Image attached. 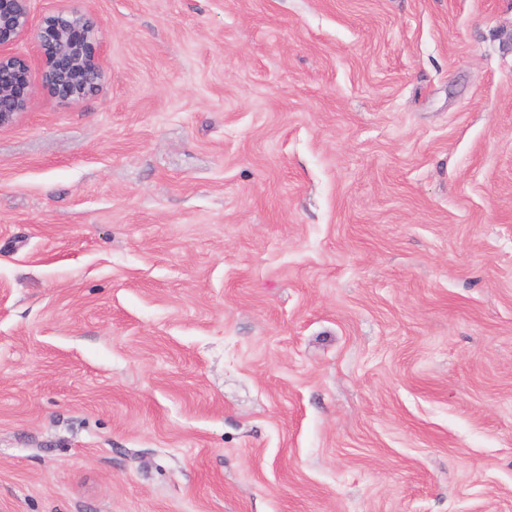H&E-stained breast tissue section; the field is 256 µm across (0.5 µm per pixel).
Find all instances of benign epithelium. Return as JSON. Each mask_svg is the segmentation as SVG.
Instances as JSON below:
<instances>
[{
	"mask_svg": "<svg viewBox=\"0 0 512 512\" xmlns=\"http://www.w3.org/2000/svg\"><path fill=\"white\" fill-rule=\"evenodd\" d=\"M99 21L78 11L46 16L38 29L35 55L20 56L12 47L29 30L28 0H0V127L29 109L35 94L33 71L47 94L62 102L95 91L104 76V46Z\"/></svg>",
	"mask_w": 512,
	"mask_h": 512,
	"instance_id": "obj_1",
	"label": "benign epithelium"
}]
</instances>
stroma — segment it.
<instances>
[{
    "label": "stroma",
    "mask_w": 512,
    "mask_h": 512,
    "mask_svg": "<svg viewBox=\"0 0 512 512\" xmlns=\"http://www.w3.org/2000/svg\"><path fill=\"white\" fill-rule=\"evenodd\" d=\"M105 76L0 126V512H512V0H29Z\"/></svg>",
    "instance_id": "stroma-1"
}]
</instances>
